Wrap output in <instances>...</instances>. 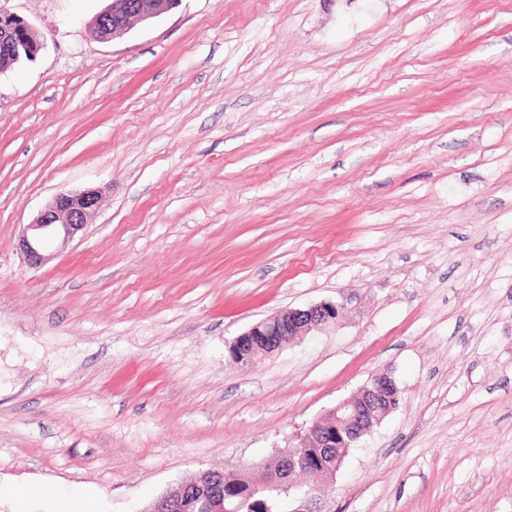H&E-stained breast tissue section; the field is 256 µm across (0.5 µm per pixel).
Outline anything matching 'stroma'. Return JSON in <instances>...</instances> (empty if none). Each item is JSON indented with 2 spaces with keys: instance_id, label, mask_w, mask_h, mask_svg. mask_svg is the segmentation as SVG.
<instances>
[{
  "instance_id": "obj_1",
  "label": "stroma",
  "mask_w": 512,
  "mask_h": 512,
  "mask_svg": "<svg viewBox=\"0 0 512 512\" xmlns=\"http://www.w3.org/2000/svg\"><path fill=\"white\" fill-rule=\"evenodd\" d=\"M110 2L0 0L46 39L0 73V512H144L379 373L399 404L324 512H512V0H180L90 40ZM85 189L30 266L24 226ZM103 196L96 190L62 192L31 223L26 224L18 247L31 266L49 262L53 255L46 252L55 240L65 245L81 231L87 217L103 205ZM338 315V306L331 302L311 305L306 309H289L276 319L264 320L252 325L246 332L239 335L232 345L249 336H265L266 346L270 351L259 359L265 360L279 351L289 340L335 324Z\"/></svg>"
}]
</instances>
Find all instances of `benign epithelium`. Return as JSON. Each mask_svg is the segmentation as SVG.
<instances>
[{
	"mask_svg": "<svg viewBox=\"0 0 512 512\" xmlns=\"http://www.w3.org/2000/svg\"><path fill=\"white\" fill-rule=\"evenodd\" d=\"M180 0H112V6L104 9L87 27L88 35L98 41H114L123 38L133 20L149 21L160 17L178 5ZM8 33V38L0 39V52L18 54L23 52L35 58L44 48L40 40L29 47L24 35L33 29L25 19L0 11V29ZM103 205V196L96 190L62 192L30 224L25 225L19 238L20 253L28 264L41 266L53 258L46 252L47 245L55 240L65 245L81 231L87 217ZM338 306L331 302L311 305L305 309H290L273 320H264L252 325L236 338L241 341L249 336L266 337L269 358L284 344L336 323ZM397 389L395 381L388 374H376L357 393L340 401L324 418L317 419L300 438L304 445L328 448L330 452L320 457V467L325 476L331 478L343 465L345 449L352 448L374 426L395 408L379 407V399L389 389ZM216 476L205 471L191 480L171 486L156 500L147 512H181L188 495H194L197 512H220L212 507V487Z\"/></svg>",
	"mask_w": 512,
	"mask_h": 512,
	"instance_id": "1",
	"label": "benign epithelium"
}]
</instances>
